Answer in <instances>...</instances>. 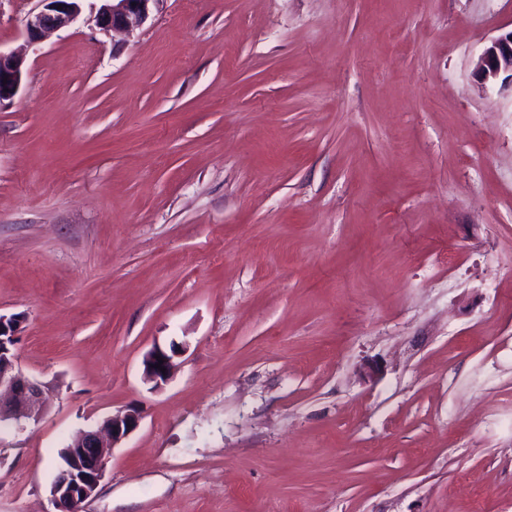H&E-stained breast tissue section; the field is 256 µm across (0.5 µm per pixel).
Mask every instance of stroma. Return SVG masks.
<instances>
[{"instance_id":"obj_1","label":"stroma","mask_w":512,"mask_h":512,"mask_svg":"<svg viewBox=\"0 0 512 512\" xmlns=\"http://www.w3.org/2000/svg\"><path fill=\"white\" fill-rule=\"evenodd\" d=\"M40 7L0 0V313L48 393L0 512L130 407L84 512H512V0H87L30 44ZM100 2L94 15L103 31L131 33L142 27L164 0H93ZM478 70L482 84H494L501 74L510 72L512 80V30L491 40L480 56ZM25 69V59L15 53L0 51V103L12 99L18 92ZM184 350V346L179 344H172L170 348L171 354L161 347H154L147 353L144 359V374L145 378L155 383L156 387H161L171 379L172 369L174 366L173 359L176 355ZM158 358L163 359V363L159 364ZM161 368H165V373H162Z\"/></svg>"}]
</instances>
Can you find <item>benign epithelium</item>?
I'll return each mask as SVG.
<instances>
[{
	"label": "benign epithelium",
	"mask_w": 512,
	"mask_h": 512,
	"mask_svg": "<svg viewBox=\"0 0 512 512\" xmlns=\"http://www.w3.org/2000/svg\"><path fill=\"white\" fill-rule=\"evenodd\" d=\"M43 7L30 13L24 25L26 39L41 41L48 33L73 24L82 14L85 0H41ZM94 15L103 31L131 33L142 27L164 0H98ZM25 59L0 51V103L18 92ZM482 84L495 83L500 75L512 73V31L491 40L480 56ZM21 318L0 314V426H24L38 422L48 401L44 385L28 377L14 353ZM184 346L172 344L166 351L155 347L144 359L145 378L161 387L171 379L173 359ZM163 362H158V359ZM140 413L128 409L105 418L96 427L82 431L66 449L60 450L58 473L49 488L57 512H82L81 505L95 496L106 473L111 448L137 429Z\"/></svg>",
	"instance_id": "obj_1"
}]
</instances>
